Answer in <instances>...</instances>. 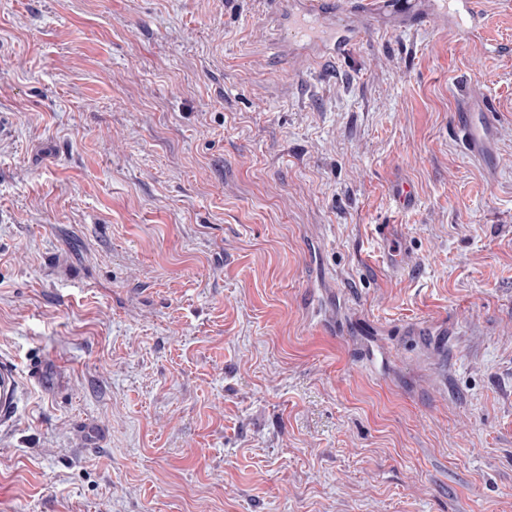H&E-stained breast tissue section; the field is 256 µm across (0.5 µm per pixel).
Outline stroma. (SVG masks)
Segmentation results:
<instances>
[{
  "label": "stroma",
  "mask_w": 512,
  "mask_h": 512,
  "mask_svg": "<svg viewBox=\"0 0 512 512\" xmlns=\"http://www.w3.org/2000/svg\"><path fill=\"white\" fill-rule=\"evenodd\" d=\"M484 2L298 73L265 0H0V512H512ZM434 2L433 10L443 17V25L452 30L459 41L467 42L481 32L485 17L482 0ZM495 110L487 106L483 112V121L480 126L473 124L468 112H459L456 115V125L462 135L466 150L473 156L480 157L483 148L484 133L495 124ZM15 385V377L9 365L0 362V424L7 421L12 414L11 397Z\"/></svg>",
  "instance_id": "1"
}]
</instances>
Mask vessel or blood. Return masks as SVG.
Here are the masks:
<instances>
[{
  "label": "vessel or blood",
  "mask_w": 512,
  "mask_h": 512,
  "mask_svg": "<svg viewBox=\"0 0 512 512\" xmlns=\"http://www.w3.org/2000/svg\"><path fill=\"white\" fill-rule=\"evenodd\" d=\"M416 0H289L288 61L301 57H343L360 42L376 20L398 14L403 22L415 20ZM434 11L459 41L477 36L484 24L483 0H435ZM495 124V111L485 108L481 124H473L465 113H458L456 125L466 150L480 156L485 131ZM15 377L9 365L0 362V423L13 411L11 397Z\"/></svg>",
  "instance_id": "1"
}]
</instances>
